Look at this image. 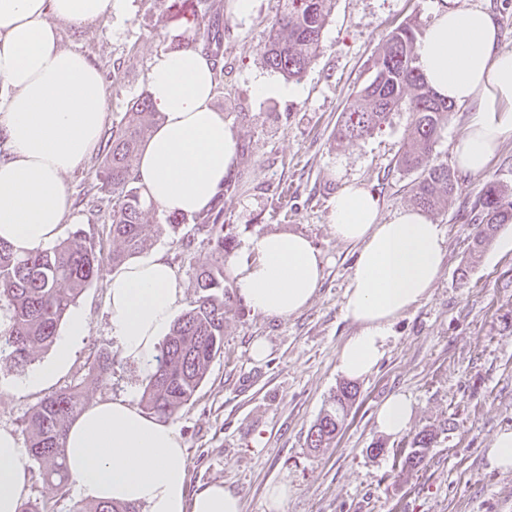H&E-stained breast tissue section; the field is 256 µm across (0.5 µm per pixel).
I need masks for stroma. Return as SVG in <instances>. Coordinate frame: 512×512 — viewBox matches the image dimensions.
<instances>
[{"label": "stroma", "instance_id": "obj_1", "mask_svg": "<svg viewBox=\"0 0 512 512\" xmlns=\"http://www.w3.org/2000/svg\"><path fill=\"white\" fill-rule=\"evenodd\" d=\"M443 0H336L322 33L321 50L296 95L254 97L252 79L265 73L266 26L280 0H255L251 15L223 11L210 45L222 89L214 104L239 142L233 190L224 194L221 222L232 245L224 258V284L235 291L232 259L257 234L292 232L307 237L323 258L324 274L311 303L288 318L253 312L235 302L224 324V348L211 362L194 397L171 423L187 449L191 485L224 483L240 495L243 512H267L269 486L284 484V512H512V471L490 468L485 450L502 427H512V224L504 226L477 263H470L474 231L467 204L488 181L512 187V136L488 170L460 174L454 203L432 215L446 238L443 272L429 296L393 325L372 373L357 379L358 397L335 448L311 453L309 429L344 377L341 349L357 327L343 313L358 247L334 235L331 201L344 181L356 180L379 197L382 219L410 207L412 177L396 165L410 117L392 113L372 136L336 146L333 132L352 93L371 76V59L386 35L408 19L429 24ZM191 0H125L111 20L61 28L64 47L85 52L102 72L108 92L107 124H118L132 101L148 93L152 57L191 40L185 18ZM103 153L95 151L65 177L72 208L65 231L83 230L112 250L108 214L112 195L97 178ZM189 224L166 231L150 247L174 266L184 288L182 310L197 298L196 275L215 261L206 233L182 238ZM469 266L467 280L458 270ZM107 281L98 277L71 311L86 321L66 365L45 384L24 386L28 373L49 363L53 349L37 351L22 367L0 366V428L21 433L43 399L69 388L86 403L140 401L146 379L141 362L123 357L108 328ZM264 338L268 354L254 360L250 347ZM112 353V374L99 381L92 369L99 351ZM413 405L404 434L383 436L376 414L391 394ZM437 438L418 469L394 467L397 449L422 429ZM387 452L369 453L376 441ZM28 498L54 512H78L75 489L59 493L32 464Z\"/></svg>", "mask_w": 512, "mask_h": 512}]
</instances>
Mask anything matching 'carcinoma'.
Segmentation results:
<instances>
[{"instance_id":"obj_1","label":"carcinoma","mask_w":512,"mask_h":512,"mask_svg":"<svg viewBox=\"0 0 512 512\" xmlns=\"http://www.w3.org/2000/svg\"><path fill=\"white\" fill-rule=\"evenodd\" d=\"M334 0H281L279 14L268 25L263 54L266 68L292 80L300 79L317 56L321 36ZM420 23L410 20L393 29L372 60L371 77L355 92L336 126V145L372 135L393 112L406 111L411 120L397 160L399 169L415 175L411 201L425 213L452 204L457 176L435 153L441 131L448 125L453 105L436 96L423 78L416 42ZM160 114L150 99H139L128 108L105 141L98 178L112 189L109 236L118 247L104 252L101 243L76 230L55 246L18 254L0 242V301L8 304L9 327L0 331V362L18 366L35 352L51 346L57 329L76 299L98 278L105 266L116 269L143 251L165 230L163 224H146V200L136 186L133 167L145 133L157 125ZM475 233L470 258L459 268L467 279L470 265L492 244L497 233L512 224V188L489 182L474 202ZM224 194L193 217V228L212 236L218 260L196 277L198 297L192 308L178 317L155 356L141 405L160 418L174 417L191 401L203 382L211 361L224 348L227 313L224 289V258L227 245L224 225ZM112 354L99 353L93 362L97 378L106 381ZM358 394L348 381L336 390L331 406L309 429L308 448L319 451L333 446L345 417ZM85 408L81 393L73 388L52 395L29 413L24 421L27 448L43 468V479L62 490L69 482L65 440L69 424ZM436 439L435 431L422 429L410 442L402 465L418 467ZM79 512H138L131 505L97 502Z\"/></svg>"}]
</instances>
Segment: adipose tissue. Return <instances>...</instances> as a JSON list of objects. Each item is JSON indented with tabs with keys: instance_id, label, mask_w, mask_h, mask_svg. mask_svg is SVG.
I'll list each match as a JSON object with an SVG mask.
<instances>
[{
	"instance_id": "adipose-tissue-1",
	"label": "adipose tissue",
	"mask_w": 512,
	"mask_h": 512,
	"mask_svg": "<svg viewBox=\"0 0 512 512\" xmlns=\"http://www.w3.org/2000/svg\"><path fill=\"white\" fill-rule=\"evenodd\" d=\"M118 0H0V241L15 251L41 250L63 233L71 209L64 181L96 151L107 115L101 73L82 52L61 44L59 27L110 17ZM498 23L466 0L443 6L417 42L419 64L436 92L469 108L453 146L462 171H486L512 136V52L498 47ZM161 115L143 143L134 177L146 199L168 213L207 209L233 172L238 140L214 105L213 63L195 47L155 55L147 75ZM333 232L357 244L359 257L344 293L346 318L358 331L345 342L339 370L369 374L384 354L397 318L429 295L441 276L446 239L440 225L416 209L380 218L378 195L364 184L342 185L333 201ZM235 263L236 286L257 313L288 318L313 299L322 258L304 236L267 233L248 242ZM183 288L174 267L155 253L107 276L109 331L124 357L151 363L160 336L180 308ZM411 400L402 393L382 404L376 424L396 437L410 426ZM71 480L82 498L112 501L142 512H242L224 483L190 488L185 448L175 427L130 400L88 406L66 442ZM30 482V456L12 430L0 429V512H19Z\"/></svg>"
}]
</instances>
